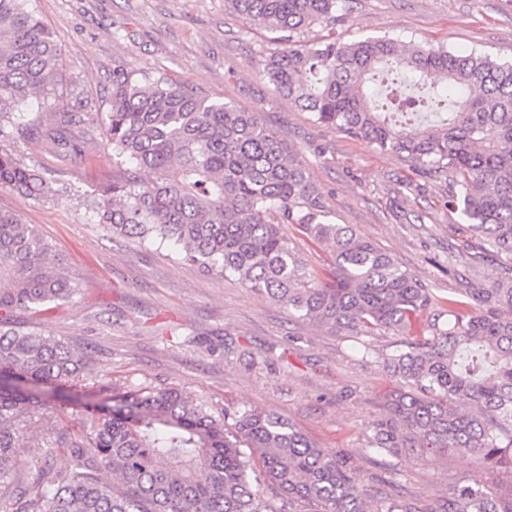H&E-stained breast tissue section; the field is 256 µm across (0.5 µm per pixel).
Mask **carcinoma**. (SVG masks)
<instances>
[{
    "label": "carcinoma",
    "mask_w": 512,
    "mask_h": 512,
    "mask_svg": "<svg viewBox=\"0 0 512 512\" xmlns=\"http://www.w3.org/2000/svg\"><path fill=\"white\" fill-rule=\"evenodd\" d=\"M345 0H229L245 20L277 34L264 74L310 120L398 155L412 171L448 175L456 212L501 259L502 275L436 297L389 254L331 220L304 161L254 112L211 101L165 72L112 70L100 130L124 168L90 203L96 223L141 243H175L215 278L246 287L332 333L390 331L382 355L397 381L367 447L463 451L512 483V64L443 47L329 34L302 45L312 26L336 23ZM61 51L32 0H0V141L43 136L74 159L93 134L76 112L49 126L28 100L54 82ZM0 186L34 200L43 173L0 147ZM330 249L328 280L308 268L286 232ZM82 283L32 224L0 210V512H420L366 485L351 456L319 445L290 420L251 407H216L174 388L105 387L112 405L85 404L70 426L52 405L61 388L97 384L90 361L61 338L15 328L16 311L46 312ZM429 315L427 334H413ZM35 465L11 475L12 448L33 425ZM70 465L56 470V454ZM118 481L108 484L100 473ZM269 482L271 496L260 490ZM431 512H512V490L453 488Z\"/></svg>",
    "instance_id": "carcinoma-1"
}]
</instances>
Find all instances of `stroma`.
Returning a JSON list of instances; mask_svg holds the SVG:
<instances>
[{"instance_id":"35a3bbf8","label":"stroma","mask_w":512,"mask_h":512,"mask_svg":"<svg viewBox=\"0 0 512 512\" xmlns=\"http://www.w3.org/2000/svg\"><path fill=\"white\" fill-rule=\"evenodd\" d=\"M61 48L55 98L35 95L47 116L67 105L94 125L109 110L112 69L165 71L211 100L257 113L304 160L333 222L389 253L434 295L464 286L473 238L449 209L446 177L420 175L395 154L310 122L263 75L277 47L229 0H35ZM336 25L347 41L390 37L512 62V0H347ZM13 152L48 178L53 197L36 201L0 187V209L20 213L53 244L83 291L45 313L18 311L15 325L42 328L86 355L117 387H174L218 406H246L289 419L319 444L351 455L363 482L431 512L458 485L507 488L499 471L466 453L379 454L368 427L395 381L379 354L398 338L368 343L299 320L235 277L204 275L175 260L176 246H143L97 224L87 202L118 162L102 139L72 163L49 142L20 140ZM176 324L178 335L168 326ZM372 348L374 356L364 355Z\"/></svg>"}]
</instances>
